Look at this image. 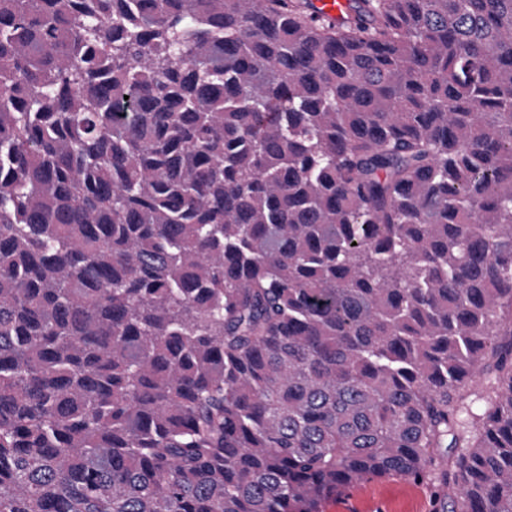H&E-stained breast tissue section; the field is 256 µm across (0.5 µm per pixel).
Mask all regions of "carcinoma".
Listing matches in <instances>:
<instances>
[{
	"instance_id": "carcinoma-1",
	"label": "carcinoma",
	"mask_w": 512,
	"mask_h": 512,
	"mask_svg": "<svg viewBox=\"0 0 512 512\" xmlns=\"http://www.w3.org/2000/svg\"><path fill=\"white\" fill-rule=\"evenodd\" d=\"M512 512V0H0V512ZM428 489L413 481L388 476L363 480L325 501L323 512H430Z\"/></svg>"
}]
</instances>
